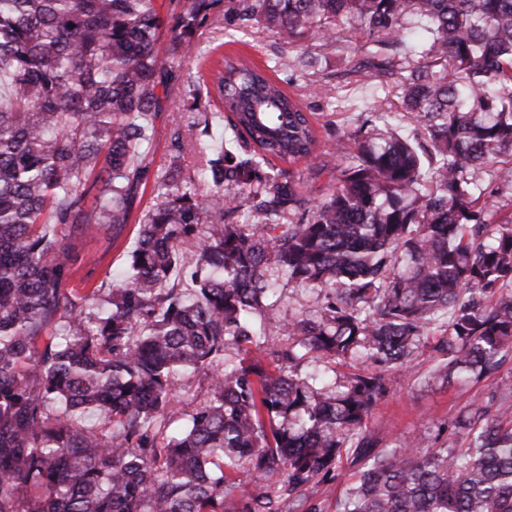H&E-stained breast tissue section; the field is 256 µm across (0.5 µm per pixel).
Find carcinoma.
<instances>
[{
  "label": "carcinoma",
  "instance_id": "obj_1",
  "mask_svg": "<svg viewBox=\"0 0 512 512\" xmlns=\"http://www.w3.org/2000/svg\"><path fill=\"white\" fill-rule=\"evenodd\" d=\"M157 2L0 0V512H230L229 472L276 487L235 512H323L347 454L336 512H512V0ZM221 3L288 46L365 35L352 72L402 111L377 105L330 151L293 81L247 57L180 80ZM175 92L197 118L159 176L154 118ZM299 162L332 174L324 196ZM149 183L161 202L122 280L65 287L67 239L131 223ZM289 285L330 293L287 319ZM429 337L423 384L496 389L459 410L462 443L392 446L367 420ZM355 361L374 369L336 375ZM200 372L187 412L176 381ZM350 462V459H349ZM347 463L344 456L342 464L332 475H329L318 487L316 497L322 500L324 512H335L336 501L342 498L347 485L352 481L355 469Z\"/></svg>",
  "mask_w": 512,
  "mask_h": 512
}]
</instances>
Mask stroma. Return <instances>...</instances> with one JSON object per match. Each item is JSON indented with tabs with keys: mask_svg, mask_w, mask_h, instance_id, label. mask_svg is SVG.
I'll list each match as a JSON object with an SVG mask.
<instances>
[{
	"mask_svg": "<svg viewBox=\"0 0 512 512\" xmlns=\"http://www.w3.org/2000/svg\"><path fill=\"white\" fill-rule=\"evenodd\" d=\"M208 42L220 52L247 55L260 66L285 56L290 61L289 75L314 126L332 122L338 132H351L368 118L378 99L374 80L351 74L350 69L361 57L363 37L345 48H325L321 51L318 74L328 82L330 97L317 96L309 88L308 77L299 63L298 48L283 45L274 35L263 32L232 31L223 23L211 27ZM192 117L181 101L164 106L155 118L154 171H164L168 165L167 140L173 128L186 125ZM137 224L125 225L118 232H103L78 238L72 242L76 256L75 273L68 287L82 292L95 288L108 289L119 282L130 252L137 242ZM432 364L430 350H423L413 368L394 371L390 396L383 399L368 420L369 430L392 443H400L415 435H426L431 444L453 441L448 424L467 404L484 405L495 389L494 378L475 380L467 375L455 378L446 386L423 387L421 374Z\"/></svg>",
	"mask_w": 512,
	"mask_h": 512,
	"instance_id": "35a3bbf8",
	"label": "stroma"
}]
</instances>
